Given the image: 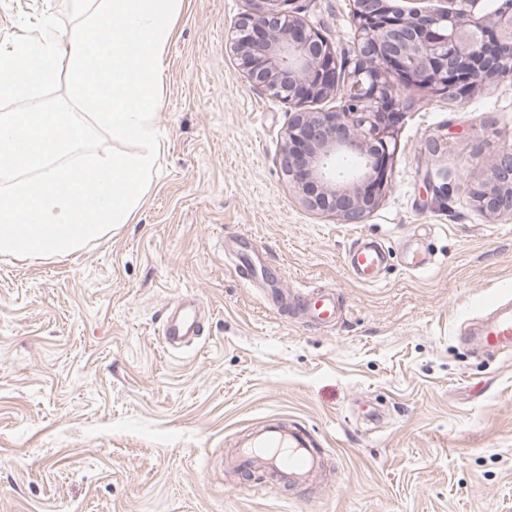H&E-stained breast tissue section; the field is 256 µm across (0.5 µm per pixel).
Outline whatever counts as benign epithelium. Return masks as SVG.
Instances as JSON below:
<instances>
[{"mask_svg":"<svg viewBox=\"0 0 512 512\" xmlns=\"http://www.w3.org/2000/svg\"><path fill=\"white\" fill-rule=\"evenodd\" d=\"M295 2L250 0L230 50L255 88L294 108L281 159L288 183L309 209L356 224L378 207L385 186L399 112L391 78L458 96L511 77L512 0H499L493 11L484 0H352L356 53L331 112L304 109L337 93V60ZM343 152L362 161L346 186L328 170ZM470 195L478 210L512 217L511 148Z\"/></svg>","mask_w":512,"mask_h":512,"instance_id":"7a95c632","label":"benign epithelium"}]
</instances>
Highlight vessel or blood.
Listing matches in <instances>:
<instances>
[{
	"instance_id": "vessel-or-blood-1",
	"label": "vessel or blood",
	"mask_w": 512,
	"mask_h": 512,
	"mask_svg": "<svg viewBox=\"0 0 512 512\" xmlns=\"http://www.w3.org/2000/svg\"><path fill=\"white\" fill-rule=\"evenodd\" d=\"M229 258L240 279L247 283L253 282L256 266L266 261L264 254L245 250L231 251ZM388 258L381 242L361 236L349 249L346 264L359 282L372 285L377 283ZM296 307L315 325L336 323L340 315L335 293L326 290L297 291ZM203 332L201 309L192 300L175 305L160 330L164 344L172 350L194 343ZM461 337L491 357L511 352L512 301L493 303L489 313L477 318L475 326H463ZM235 460L241 467L275 474L290 486L305 482L323 467L318 441L299 424L266 426L257 430L246 446L236 449Z\"/></svg>"
}]
</instances>
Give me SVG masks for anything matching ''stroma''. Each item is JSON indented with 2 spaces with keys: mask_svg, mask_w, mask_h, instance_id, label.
<instances>
[{
  "mask_svg": "<svg viewBox=\"0 0 512 512\" xmlns=\"http://www.w3.org/2000/svg\"><path fill=\"white\" fill-rule=\"evenodd\" d=\"M298 6L338 62L354 58L350 0ZM248 9L182 0L161 61L163 151L131 223L63 257L0 255V512H512V354L458 339L512 294V218L470 198L512 148V79L454 98L395 82L379 205L344 224L282 173L290 107L226 46ZM66 10L0 0V44L22 35L20 16ZM359 234L391 252L374 285L344 265ZM228 247L271 267L245 284ZM422 248L435 265L419 274L405 256ZM268 286L333 291L341 317L308 323L266 302ZM188 296L205 334L165 350L160 325ZM274 420L316 437L320 480L225 472Z\"/></svg>",
  "mask_w": 512,
  "mask_h": 512,
  "instance_id": "stroma-1",
  "label": "stroma"
}]
</instances>
